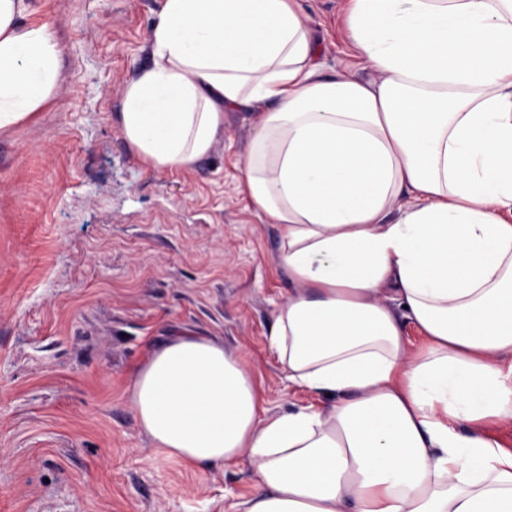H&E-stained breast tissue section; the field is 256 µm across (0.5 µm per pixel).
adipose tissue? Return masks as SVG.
<instances>
[{
	"mask_svg": "<svg viewBox=\"0 0 512 512\" xmlns=\"http://www.w3.org/2000/svg\"><path fill=\"white\" fill-rule=\"evenodd\" d=\"M34 12L0 0V132L59 93ZM347 28L369 78L325 71L299 0H159L123 137L186 169L259 109L240 187L294 283L270 343L328 402L264 415L237 357L179 336L133 407L188 464L248 459L242 512H512V0H350Z\"/></svg>",
	"mask_w": 512,
	"mask_h": 512,
	"instance_id": "obj_1",
	"label": "adipose tissue"
}]
</instances>
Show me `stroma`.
<instances>
[{
  "mask_svg": "<svg viewBox=\"0 0 512 512\" xmlns=\"http://www.w3.org/2000/svg\"><path fill=\"white\" fill-rule=\"evenodd\" d=\"M63 49L57 99L0 133V512H237L245 460L191 466L156 448L130 397L148 348L221 342L268 414L321 398L291 385L269 333L291 283L279 228L240 193L255 111L228 110L192 168L156 171L121 133L159 0H32ZM347 0H302L319 58L368 76Z\"/></svg>",
  "mask_w": 512,
  "mask_h": 512,
  "instance_id": "stroma-1",
  "label": "stroma"
}]
</instances>
